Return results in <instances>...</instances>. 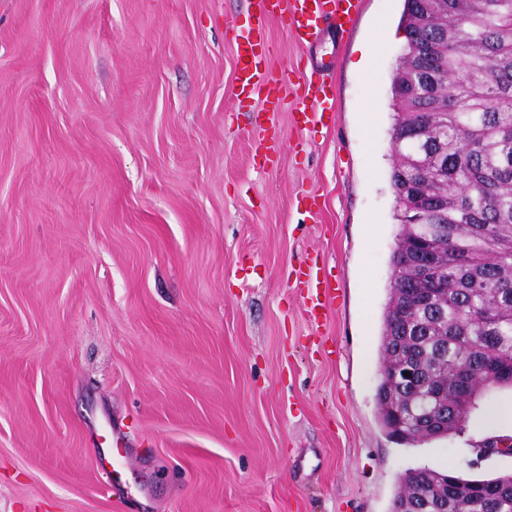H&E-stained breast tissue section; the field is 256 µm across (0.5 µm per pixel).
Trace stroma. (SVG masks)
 Masks as SVG:
<instances>
[{
	"mask_svg": "<svg viewBox=\"0 0 512 512\" xmlns=\"http://www.w3.org/2000/svg\"><path fill=\"white\" fill-rule=\"evenodd\" d=\"M403 8L267 20L274 112L235 80L249 0H0V512H391L411 468L512 473L476 453L510 387L417 447L377 417L406 40L364 48ZM316 81L334 115L298 123ZM319 271L318 268L315 270L314 267L308 266L307 271H302L299 274L296 282L297 288L306 289V296L311 301L308 312L315 322L319 321V318L323 315V312H320L319 309H325L326 299L330 291L328 281L320 276Z\"/></svg>",
	"mask_w": 512,
	"mask_h": 512,
	"instance_id": "stroma-1",
	"label": "stroma"
}]
</instances>
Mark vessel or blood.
Wrapping results in <instances>:
<instances>
[{
  "label": "vessel or blood",
  "instance_id": "vessel-or-blood-1",
  "mask_svg": "<svg viewBox=\"0 0 512 512\" xmlns=\"http://www.w3.org/2000/svg\"><path fill=\"white\" fill-rule=\"evenodd\" d=\"M359 5L358 0H256L255 25L242 39L245 47L239 54L237 81L241 92L273 96L278 85L266 78L262 67L271 47L262 37L266 21L278 11H287L291 25L299 38L319 36L326 26H334L337 32H345ZM334 98L330 85L319 82L309 84L306 92L296 104V111L303 123H310L317 116L333 111ZM297 287L303 288L311 302L309 313L312 318H320L325 300L329 296L330 285L320 276L318 270L307 269Z\"/></svg>",
  "mask_w": 512,
  "mask_h": 512
}]
</instances>
